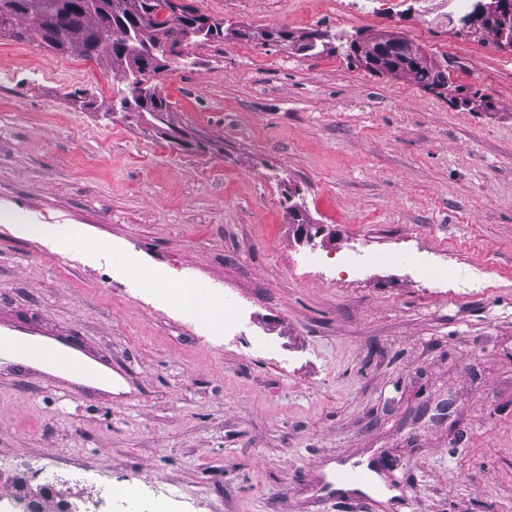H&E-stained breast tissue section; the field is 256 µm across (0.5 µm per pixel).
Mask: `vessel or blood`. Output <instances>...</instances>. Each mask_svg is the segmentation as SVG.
Wrapping results in <instances>:
<instances>
[{
	"label": "vessel or blood",
	"mask_w": 512,
	"mask_h": 512,
	"mask_svg": "<svg viewBox=\"0 0 512 512\" xmlns=\"http://www.w3.org/2000/svg\"><path fill=\"white\" fill-rule=\"evenodd\" d=\"M0 364L35 366L40 373L50 377L66 375L80 380V388L84 391L94 392L115 381L111 371L101 368L68 336L44 338L24 330L0 331ZM333 480L367 486L376 494L382 491L369 472L359 465L338 470Z\"/></svg>",
	"instance_id": "obj_1"
}]
</instances>
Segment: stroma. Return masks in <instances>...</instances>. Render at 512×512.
Wrapping results in <instances>:
<instances>
[{
    "mask_svg": "<svg viewBox=\"0 0 512 512\" xmlns=\"http://www.w3.org/2000/svg\"><path fill=\"white\" fill-rule=\"evenodd\" d=\"M188 2L224 38L159 86L220 153L111 113L107 62L0 38V325L119 374L84 397L0 370V512L50 474L83 512H512V48L431 24L423 0ZM280 27L399 34L455 61L452 89L238 34ZM295 205L330 244L299 243ZM129 253L242 323L154 297ZM354 462L393 499L321 490ZM129 483L139 501L105 493Z\"/></svg>",
    "mask_w": 512,
    "mask_h": 512,
    "instance_id": "obj_1",
    "label": "stroma"
}]
</instances>
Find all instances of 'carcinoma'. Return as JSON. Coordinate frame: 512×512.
Listing matches in <instances>:
<instances>
[{"label":"carcinoma","mask_w":512,"mask_h":512,"mask_svg":"<svg viewBox=\"0 0 512 512\" xmlns=\"http://www.w3.org/2000/svg\"><path fill=\"white\" fill-rule=\"evenodd\" d=\"M2 36L37 42L56 53L76 48L87 58L106 59L127 82L119 111L160 124L173 107L153 83L169 67L157 53V43L178 48L176 59L185 62V48L224 38V21L198 13L183 0H0ZM335 38L317 30L298 37L296 51L316 55ZM446 73L435 65L410 67L407 75L436 90L447 86ZM144 83L154 91L136 95Z\"/></svg>","instance_id":"obj_1"}]
</instances>
